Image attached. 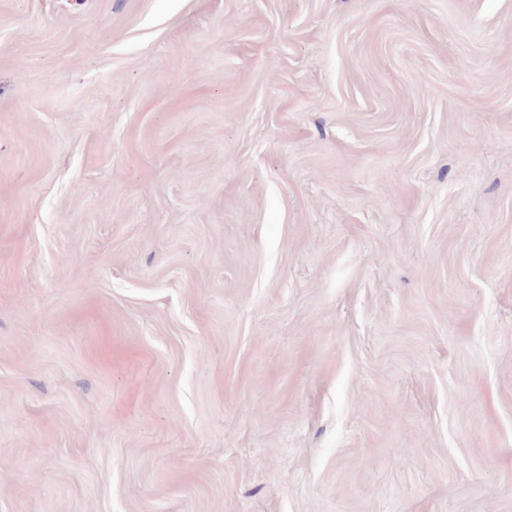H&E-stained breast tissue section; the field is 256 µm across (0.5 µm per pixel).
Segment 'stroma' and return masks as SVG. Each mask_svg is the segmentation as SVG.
Returning <instances> with one entry per match:
<instances>
[{
	"mask_svg": "<svg viewBox=\"0 0 512 512\" xmlns=\"http://www.w3.org/2000/svg\"><path fill=\"white\" fill-rule=\"evenodd\" d=\"M0 512H512V0H0Z\"/></svg>",
	"mask_w": 512,
	"mask_h": 512,
	"instance_id": "1",
	"label": "stroma"
}]
</instances>
